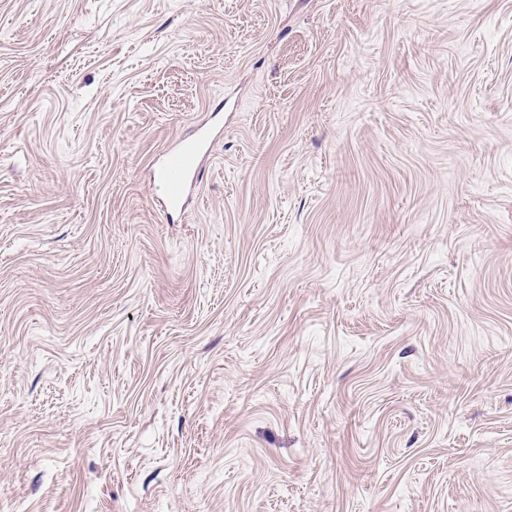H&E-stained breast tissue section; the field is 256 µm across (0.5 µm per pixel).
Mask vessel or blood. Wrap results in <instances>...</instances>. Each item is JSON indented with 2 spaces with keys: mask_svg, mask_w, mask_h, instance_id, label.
Masks as SVG:
<instances>
[{
  "mask_svg": "<svg viewBox=\"0 0 512 512\" xmlns=\"http://www.w3.org/2000/svg\"><path fill=\"white\" fill-rule=\"evenodd\" d=\"M222 120L221 113L211 115L210 123L201 125L194 139L170 151L154 172L155 182L165 189L164 199L169 214L183 213L197 186L214 141V130Z\"/></svg>",
  "mask_w": 512,
  "mask_h": 512,
  "instance_id": "b4317fda",
  "label": "vessel or blood"
}]
</instances>
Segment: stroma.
<instances>
[{"mask_svg":"<svg viewBox=\"0 0 512 512\" xmlns=\"http://www.w3.org/2000/svg\"><path fill=\"white\" fill-rule=\"evenodd\" d=\"M0 503L512 512V0H0ZM221 120V112H213L210 123L201 125L194 139L180 143L156 168L154 181L165 188L164 199L169 215L181 214L187 209L200 185L204 164L214 141V130Z\"/></svg>","mask_w":512,"mask_h":512,"instance_id":"stroma-1","label":"stroma"}]
</instances>
